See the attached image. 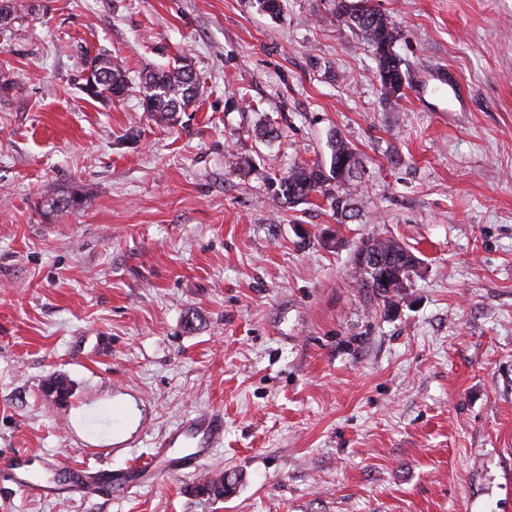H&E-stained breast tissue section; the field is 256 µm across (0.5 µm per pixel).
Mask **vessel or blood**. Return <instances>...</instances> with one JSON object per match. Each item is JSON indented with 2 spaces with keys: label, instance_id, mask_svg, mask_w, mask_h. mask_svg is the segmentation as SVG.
<instances>
[{
  "label": "vessel or blood",
  "instance_id": "b4317fda",
  "mask_svg": "<svg viewBox=\"0 0 512 512\" xmlns=\"http://www.w3.org/2000/svg\"><path fill=\"white\" fill-rule=\"evenodd\" d=\"M223 440L224 413L222 410L213 409L190 418L170 430L156 443L154 453L132 468V483L137 486L147 482L159 469L177 473L198 464L201 460L208 458L213 449L220 446ZM182 445L190 447V454L182 457L171 455V448ZM0 477L16 487L36 491L44 497L56 496L61 489L56 484L33 481L26 468V459L21 455L0 464ZM111 483L110 471L73 468L68 472L66 487L71 494L90 497L98 494L101 489Z\"/></svg>",
  "mask_w": 512,
  "mask_h": 512
}]
</instances>
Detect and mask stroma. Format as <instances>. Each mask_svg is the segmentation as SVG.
Segmentation results:
<instances>
[{
  "instance_id": "stroma-1",
  "label": "stroma",
  "mask_w": 512,
  "mask_h": 512,
  "mask_svg": "<svg viewBox=\"0 0 512 512\" xmlns=\"http://www.w3.org/2000/svg\"><path fill=\"white\" fill-rule=\"evenodd\" d=\"M23 2L0 28V462L120 477L212 408L224 443L89 498L0 482V512H512V0H373L410 79L469 88L435 112L383 102L334 0ZM98 54L133 76L190 57L193 110L90 98ZM336 138L356 217L278 206ZM76 188L83 206L47 211ZM378 233L422 260L391 309L354 262ZM222 473L232 492L195 494Z\"/></svg>"
}]
</instances>
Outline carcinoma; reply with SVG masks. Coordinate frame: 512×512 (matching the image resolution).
<instances>
[{
  "mask_svg": "<svg viewBox=\"0 0 512 512\" xmlns=\"http://www.w3.org/2000/svg\"><path fill=\"white\" fill-rule=\"evenodd\" d=\"M18 0H0V14L6 21L0 25L6 27L19 19ZM334 19L351 28L357 29L362 38L371 47L373 54L381 48L396 41V29L389 18L371 5V0H335ZM92 78L85 79L83 88L90 97L105 93L120 101L132 85L129 73L123 71L112 61L103 56L90 60ZM377 70H386L392 76L403 73L402 60L399 56L381 57ZM143 89L142 106L144 111L154 115L160 122H170L180 112L188 111L199 94L197 74L187 58L172 69L147 70L138 75ZM354 151L347 142L336 139L331 143L330 166L314 164L297 166L281 177L276 201L281 204L295 205L308 199L311 195L325 197L334 212L345 215L351 210L353 189L356 187L357 175L337 176V167L347 162L348 167L356 168L353 161ZM230 488L224 485V477L209 478L202 485L195 487V493L209 498H222Z\"/></svg>",
  "mask_w": 512,
  "mask_h": 512,
  "instance_id": "obj_1",
  "label": "carcinoma"
}]
</instances>
